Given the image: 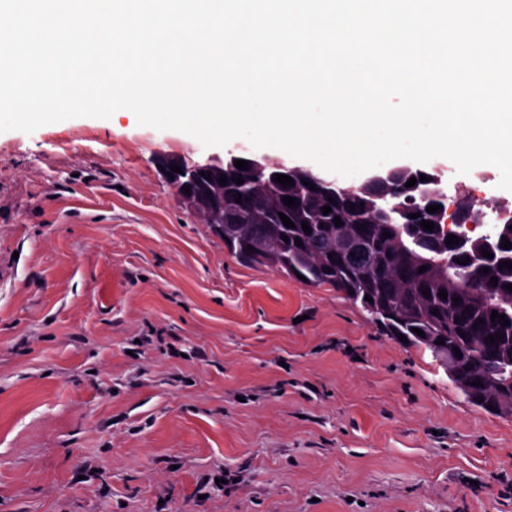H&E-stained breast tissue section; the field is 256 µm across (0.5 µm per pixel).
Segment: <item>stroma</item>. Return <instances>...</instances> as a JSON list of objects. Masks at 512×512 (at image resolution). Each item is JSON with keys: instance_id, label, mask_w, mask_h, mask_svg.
<instances>
[{"instance_id": "obj_1", "label": "stroma", "mask_w": 512, "mask_h": 512, "mask_svg": "<svg viewBox=\"0 0 512 512\" xmlns=\"http://www.w3.org/2000/svg\"><path fill=\"white\" fill-rule=\"evenodd\" d=\"M134 113L0 132V512H512V418L240 263Z\"/></svg>"}]
</instances>
